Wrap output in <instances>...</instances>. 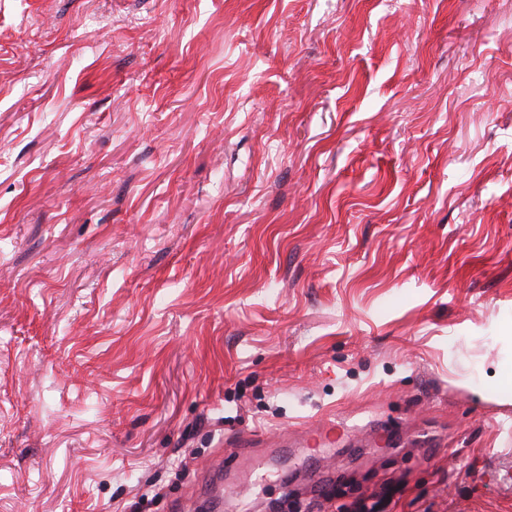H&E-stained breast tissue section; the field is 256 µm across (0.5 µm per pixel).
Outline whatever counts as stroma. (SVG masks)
I'll list each match as a JSON object with an SVG mask.
<instances>
[{
    "label": "stroma",
    "instance_id": "1",
    "mask_svg": "<svg viewBox=\"0 0 512 512\" xmlns=\"http://www.w3.org/2000/svg\"><path fill=\"white\" fill-rule=\"evenodd\" d=\"M390 477L512 512V0H0V512Z\"/></svg>",
    "mask_w": 512,
    "mask_h": 512
}]
</instances>
